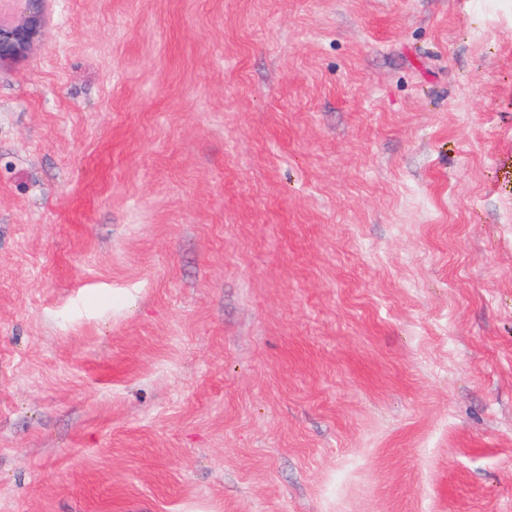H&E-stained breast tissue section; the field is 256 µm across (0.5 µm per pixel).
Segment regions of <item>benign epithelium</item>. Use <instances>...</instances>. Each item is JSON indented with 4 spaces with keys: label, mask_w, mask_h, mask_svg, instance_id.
Here are the masks:
<instances>
[{
    "label": "benign epithelium",
    "mask_w": 512,
    "mask_h": 512,
    "mask_svg": "<svg viewBox=\"0 0 512 512\" xmlns=\"http://www.w3.org/2000/svg\"><path fill=\"white\" fill-rule=\"evenodd\" d=\"M47 0H0V65L29 56L46 23Z\"/></svg>",
    "instance_id": "obj_1"
}]
</instances>
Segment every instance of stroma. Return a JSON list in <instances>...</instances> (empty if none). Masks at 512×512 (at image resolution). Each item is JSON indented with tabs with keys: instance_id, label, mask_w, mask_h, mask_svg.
I'll use <instances>...</instances> for the list:
<instances>
[{
	"instance_id": "35a3bbf8",
	"label": "stroma",
	"mask_w": 512,
	"mask_h": 512,
	"mask_svg": "<svg viewBox=\"0 0 512 512\" xmlns=\"http://www.w3.org/2000/svg\"><path fill=\"white\" fill-rule=\"evenodd\" d=\"M0 512H512V0H51Z\"/></svg>"
}]
</instances>
